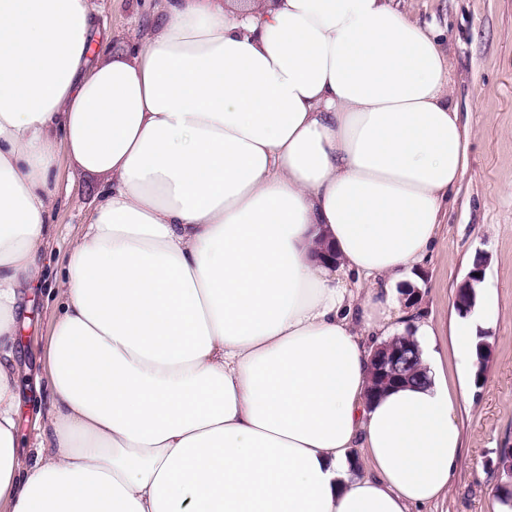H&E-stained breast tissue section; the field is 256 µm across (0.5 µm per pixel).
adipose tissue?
Returning <instances> with one entry per match:
<instances>
[{"mask_svg": "<svg viewBox=\"0 0 512 512\" xmlns=\"http://www.w3.org/2000/svg\"><path fill=\"white\" fill-rule=\"evenodd\" d=\"M468 132L437 34L391 0H165L111 50L92 0H0V512H416L462 456L416 335ZM66 152L100 180L18 451L21 303ZM402 342L394 343L393 338L375 348L371 360V372L374 371L380 388L397 383L408 382L407 369L419 359V346L414 336H405Z\"/></svg>", "mask_w": 512, "mask_h": 512, "instance_id": "obj_1", "label": "adipose tissue"}]
</instances>
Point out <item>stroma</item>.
<instances>
[{
  "mask_svg": "<svg viewBox=\"0 0 512 512\" xmlns=\"http://www.w3.org/2000/svg\"><path fill=\"white\" fill-rule=\"evenodd\" d=\"M98 20L121 49L145 37L158 14L154 0H96ZM412 20L435 26L450 60L454 100L470 140L468 166L456 201L443 217L430 260L411 278L419 288L416 307L437 332L440 368L450 389L460 386L458 360L448 343L447 323L456 288L477 255L488 262L477 288L481 317L477 335L491 347L484 377L469 382L458 422L463 458L447 497L425 512H491L505 481L495 469L497 451L512 448V0H403ZM57 198L47 221L51 245L38 262L22 315L18 375L23 400L20 432L30 438L45 406L48 343L55 291L67 255L98 202L96 178L73 171L66 156L56 166Z\"/></svg>",
  "mask_w": 512,
  "mask_h": 512,
  "instance_id": "35a3bbf8",
  "label": "stroma"
}]
</instances>
